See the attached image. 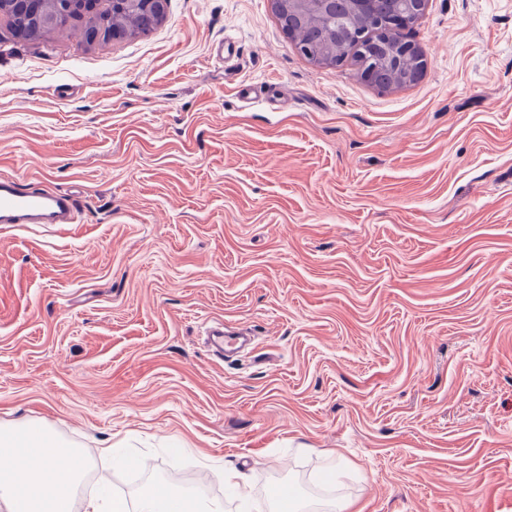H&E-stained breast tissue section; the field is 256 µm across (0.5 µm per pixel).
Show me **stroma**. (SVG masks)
Segmentation results:
<instances>
[{
    "label": "stroma",
    "instance_id": "stroma-1",
    "mask_svg": "<svg viewBox=\"0 0 512 512\" xmlns=\"http://www.w3.org/2000/svg\"><path fill=\"white\" fill-rule=\"evenodd\" d=\"M408 38L422 78L381 91L270 0L95 47L0 22V178L79 205L0 225V426L80 449L76 500L137 496L117 456L224 512H512V0H428ZM208 336H212V345L216 352L223 355L230 348H236L246 344L249 334L242 330H230L227 327H209Z\"/></svg>",
    "mask_w": 512,
    "mask_h": 512
}]
</instances>
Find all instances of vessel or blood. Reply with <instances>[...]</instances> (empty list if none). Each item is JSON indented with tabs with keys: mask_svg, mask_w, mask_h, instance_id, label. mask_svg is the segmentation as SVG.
Listing matches in <instances>:
<instances>
[{
	"mask_svg": "<svg viewBox=\"0 0 512 512\" xmlns=\"http://www.w3.org/2000/svg\"><path fill=\"white\" fill-rule=\"evenodd\" d=\"M77 221L74 193L50 187H34L19 179L0 180V224H73ZM216 352L246 344V331L209 328Z\"/></svg>",
	"mask_w": 512,
	"mask_h": 512,
	"instance_id": "vessel-or-blood-1",
	"label": "vessel or blood"
}]
</instances>
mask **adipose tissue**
Wrapping results in <instances>:
<instances>
[{"label": "adipose tissue", "mask_w": 512, "mask_h": 512, "mask_svg": "<svg viewBox=\"0 0 512 512\" xmlns=\"http://www.w3.org/2000/svg\"><path fill=\"white\" fill-rule=\"evenodd\" d=\"M81 475L79 454L30 425L0 428V512H72L71 493ZM85 512H219L205 501L156 483L136 504L100 493Z\"/></svg>", "instance_id": "1"}]
</instances>
